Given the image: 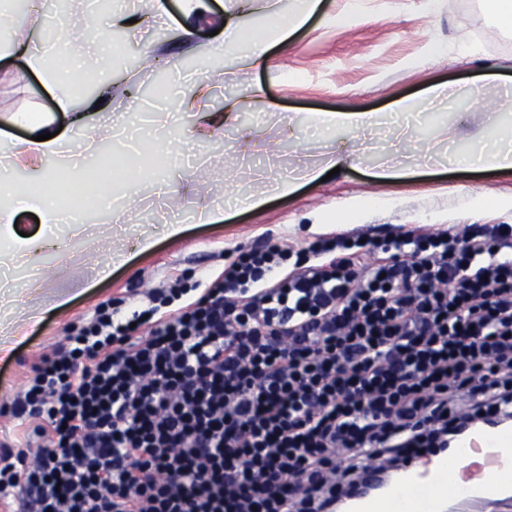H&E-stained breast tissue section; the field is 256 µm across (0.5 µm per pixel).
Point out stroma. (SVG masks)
Listing matches in <instances>:
<instances>
[{
	"mask_svg": "<svg viewBox=\"0 0 512 512\" xmlns=\"http://www.w3.org/2000/svg\"><path fill=\"white\" fill-rule=\"evenodd\" d=\"M164 25L117 33L111 14L99 18L104 42L113 44L108 62L83 77L84 97L97 101L95 123L102 145L121 148L113 115L159 112L163 101L148 89L177 73H197L202 90L182 89L195 111L223 106L225 93L238 98V121L224 127L223 147L200 139L192 145L193 168L172 171L176 209L187 221L176 237L165 233L164 197L143 185L112 191L111 208L88 209L83 237H63L61 257H44L47 279L17 288L0 306V333L13 349L0 357V443L23 442L25 427L12 413L33 367L51 354L75 327L87 324L97 307L121 303L130 313L146 293L181 278L187 285L219 275L237 249L271 240L298 251L315 235L361 233L371 238L451 224H512V170L482 173L442 168L413 170L405 177L374 184L364 165H341L324 182L301 184L285 197L257 209L223 215L215 224L192 221L201 207L222 202L231 183L256 189L258 175L274 181L297 165L319 166L324 149L305 129L289 131L292 113L343 111L354 107L384 112L400 99L422 100L432 85L485 83L488 75L512 85V33L499 31L485 0H360V17L347 20L350 0H323L322 10L286 43L273 44L267 64L251 67L237 51L213 65L208 47L237 0H208L212 15L193 34L182 29L183 0H164ZM93 0H72L67 13L45 6L34 20L42 56L53 60L63 28L78 27ZM485 107L460 98L445 110L430 111L425 134L437 140L440 126L476 134L484 129ZM36 112L69 135L56 111L55 92L23 58L0 60V119ZM371 196L391 200L387 209H367L349 224L336 217ZM479 196L505 197L500 207L473 210ZM152 237L149 251L137 241ZM36 322H28V315Z\"/></svg>",
	"mask_w": 512,
	"mask_h": 512,
	"instance_id": "35a3bbf8",
	"label": "stroma"
}]
</instances>
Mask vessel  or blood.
<instances>
[{"label": "vessel or blood", "instance_id": "obj_1", "mask_svg": "<svg viewBox=\"0 0 512 512\" xmlns=\"http://www.w3.org/2000/svg\"><path fill=\"white\" fill-rule=\"evenodd\" d=\"M462 448L475 458L466 487L452 486L444 460L410 459L372 496L347 503L346 512H478L485 505L512 507V438L479 430Z\"/></svg>", "mask_w": 512, "mask_h": 512}]
</instances>
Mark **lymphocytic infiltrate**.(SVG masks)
I'll use <instances>...</instances> for the list:
<instances>
[{"instance_id":"f902f5d3","label":"lymphocytic infiltrate","mask_w":512,"mask_h":512,"mask_svg":"<svg viewBox=\"0 0 512 512\" xmlns=\"http://www.w3.org/2000/svg\"><path fill=\"white\" fill-rule=\"evenodd\" d=\"M99 307L14 401L34 512H335L371 470L512 412V225L238 251L181 304Z\"/></svg>"}]
</instances>
